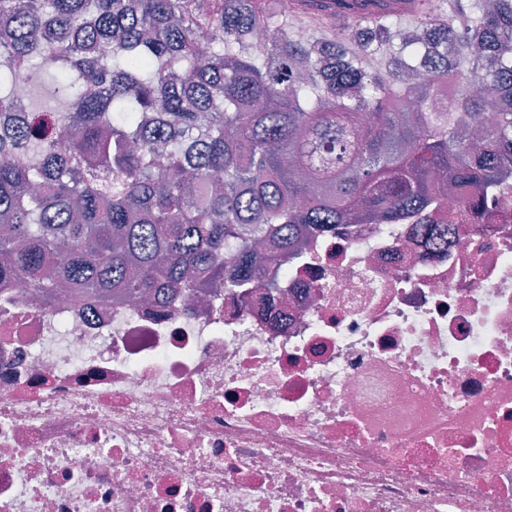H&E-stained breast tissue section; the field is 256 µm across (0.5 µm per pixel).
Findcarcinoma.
Returning <instances> with one entry per match:
<instances>
[{"label": "carcinoma", "mask_w": 512, "mask_h": 512, "mask_svg": "<svg viewBox=\"0 0 512 512\" xmlns=\"http://www.w3.org/2000/svg\"><path fill=\"white\" fill-rule=\"evenodd\" d=\"M406 15L417 21L403 22ZM354 18L346 33L313 27ZM0 276L42 302L264 279L512 179V0H0ZM388 54L385 70L365 61ZM27 79L20 101L15 87Z\"/></svg>", "instance_id": "cac0c4a2"}]
</instances>
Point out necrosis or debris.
I'll list each match as a JSON object with an SVG mask.
<instances>
[{
    "instance_id": "necrosis-or-debris-1",
    "label": "necrosis or debris",
    "mask_w": 512,
    "mask_h": 512,
    "mask_svg": "<svg viewBox=\"0 0 512 512\" xmlns=\"http://www.w3.org/2000/svg\"><path fill=\"white\" fill-rule=\"evenodd\" d=\"M0 512H512V180L202 307L0 277Z\"/></svg>"
}]
</instances>
